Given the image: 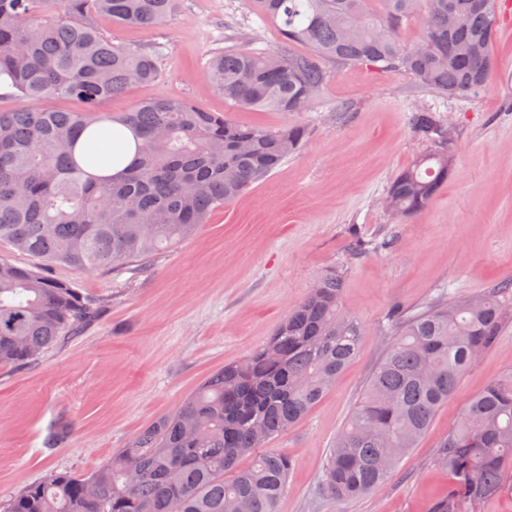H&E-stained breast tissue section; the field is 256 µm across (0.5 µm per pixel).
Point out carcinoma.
Masks as SVG:
<instances>
[{"instance_id":"carcinoma-1","label":"carcinoma","mask_w":512,"mask_h":512,"mask_svg":"<svg viewBox=\"0 0 512 512\" xmlns=\"http://www.w3.org/2000/svg\"><path fill=\"white\" fill-rule=\"evenodd\" d=\"M178 0H0V77L19 101L0 111V242L44 263L89 272L178 244L213 212L266 179L309 136L302 122L264 128L206 112L184 99L101 115L106 98L159 77L154 55L104 37L97 13L143 28L164 25ZM275 23L276 52L226 48L206 77L234 106L304 112L328 81L327 62L404 72L441 97L485 92L491 46L506 0H247ZM420 21L423 38L401 33ZM301 44L304 53L289 45ZM71 97L83 112L43 102ZM116 122L141 138L119 177L91 173L74 157L89 126ZM408 124L434 148L387 190L399 219L426 208L452 160L437 114ZM342 275L331 269L293 306L275 334L227 364L171 415L90 474L51 471L4 512H277L296 461L269 444L301 420L357 355L364 329L342 309ZM103 302L38 266L0 259V367H25L75 335ZM512 316V282L467 299L441 290L426 309L388 315L393 335L367 388L329 451L324 496L340 502L382 485L454 396L463 372ZM251 458L239 467V461ZM435 465L451 474L427 512H487L512 498V374L492 379L461 408Z\"/></svg>"}]
</instances>
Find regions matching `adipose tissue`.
Returning <instances> with one entry per match:
<instances>
[{
	"instance_id": "ef3b65f1",
	"label": "adipose tissue",
	"mask_w": 512,
	"mask_h": 512,
	"mask_svg": "<svg viewBox=\"0 0 512 512\" xmlns=\"http://www.w3.org/2000/svg\"><path fill=\"white\" fill-rule=\"evenodd\" d=\"M137 141L132 130L116 123L103 122L80 135L75 154L78 159L95 161L96 175L113 177L133 163Z\"/></svg>"
}]
</instances>
